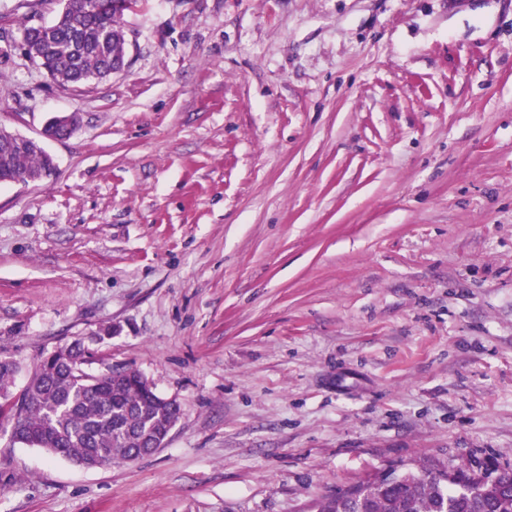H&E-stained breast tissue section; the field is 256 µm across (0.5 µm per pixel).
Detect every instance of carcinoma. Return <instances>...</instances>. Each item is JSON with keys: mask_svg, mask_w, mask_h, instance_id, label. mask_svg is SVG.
Wrapping results in <instances>:
<instances>
[{"mask_svg": "<svg viewBox=\"0 0 512 512\" xmlns=\"http://www.w3.org/2000/svg\"><path fill=\"white\" fill-rule=\"evenodd\" d=\"M113 0H60L48 23L24 27L22 47L54 82L63 86L112 75L126 60L121 25L125 8ZM52 160L23 143L0 144V183L36 182L51 175ZM86 350L77 342L53 351L35 368L16 412L11 386L18 366L0 360V416L13 440L84 468L130 462L148 452L176 424L180 409L158 395L140 373L114 379L82 370ZM392 478L372 475L357 495L339 491L317 512H512V467L494 462L450 466L423 461L390 466Z\"/></svg>", "mask_w": 512, "mask_h": 512, "instance_id": "1", "label": "carcinoma"}]
</instances>
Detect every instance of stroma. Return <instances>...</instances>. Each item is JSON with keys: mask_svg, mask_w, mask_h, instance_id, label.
Masks as SVG:
<instances>
[{"mask_svg": "<svg viewBox=\"0 0 512 512\" xmlns=\"http://www.w3.org/2000/svg\"><path fill=\"white\" fill-rule=\"evenodd\" d=\"M0 0L10 388L57 347L181 417L83 469L13 442L0 512H314L398 461L512 465V0H133L124 71L54 83ZM115 326L102 338L95 332ZM52 160L23 143L0 144V183L36 182L51 175Z\"/></svg>", "mask_w": 512, "mask_h": 512, "instance_id": "obj_1", "label": "stroma"}]
</instances>
